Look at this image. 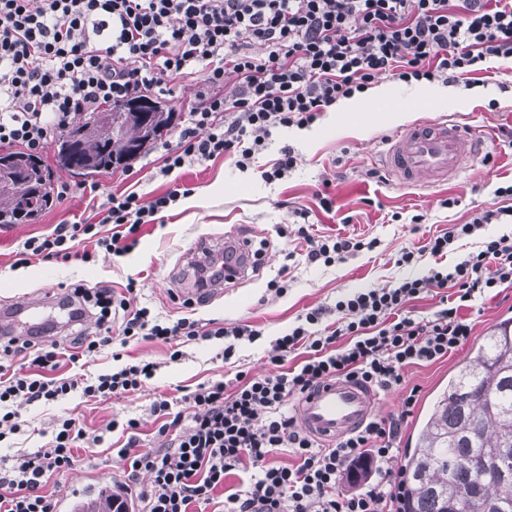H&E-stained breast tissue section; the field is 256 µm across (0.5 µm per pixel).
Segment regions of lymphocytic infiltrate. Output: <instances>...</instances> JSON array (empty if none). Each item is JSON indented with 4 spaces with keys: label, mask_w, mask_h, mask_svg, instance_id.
Instances as JSON below:
<instances>
[{
    "label": "lymphocytic infiltrate",
    "mask_w": 512,
    "mask_h": 512,
    "mask_svg": "<svg viewBox=\"0 0 512 512\" xmlns=\"http://www.w3.org/2000/svg\"><path fill=\"white\" fill-rule=\"evenodd\" d=\"M497 59L512 60V0H0V147L37 154L76 119L116 106L201 67L205 87L175 143H163L160 175L199 161L230 156L248 169L265 150L273 129L311 126L328 108L391 75L404 83L469 80ZM233 74L232 89L224 77ZM191 188L143 199L109 193L93 219L56 225L31 237L23 253L69 261L74 242L117 256L139 243L142 225L162 220ZM502 206L474 214L424 249L402 251L397 263L419 267L423 255L447 254L462 238L488 224L512 223V184L495 189ZM113 225L112 235L99 232ZM309 262L345 261L365 247L353 237L323 238L299 227ZM512 288V233L487 238L481 250L452 268L421 269L389 288H362L341 295L328 309L298 315L288 333L271 340L269 371L199 385L187 411L172 412L166 397L151 405L158 436L167 449H146L140 421L111 420L106 432L125 435L116 455L128 482L147 476L138 490L140 512H207L223 498L224 512H400L405 474L399 464L401 426L418 400V388L403 399L400 415L371 418L359 431L324 445L299 430L292 402L322 380L353 377L377 392L402 387L411 365L434 363L465 343L472 331L461 315L477 298ZM135 282L124 292L111 286L75 287L97 335L79 328L69 355L36 342L0 343V440L21 430L17 408L50 404L74 390L107 400L138 390L156 363L127 364L78 381L56 377L61 359L80 357L119 343L142 340L225 341L232 358L239 341H255L249 324L205 325L182 317L164 321L132 305ZM442 291L443 308L414 320L405 313L421 295ZM335 320H328V313ZM121 336L112 339L113 322ZM304 357L287 361L296 351ZM25 355L24 368L5 360ZM100 444L72 417L57 418L47 450L14 459L0 469V512H56L46 491L50 479L74 469L78 442ZM284 451L294 464L273 463ZM247 476L225 493L227 476ZM348 482L357 491H345Z\"/></svg>",
    "instance_id": "f902f5d3"
}]
</instances>
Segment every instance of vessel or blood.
Wrapping results in <instances>:
<instances>
[{"label":"vessel or blood","mask_w":512,"mask_h":512,"mask_svg":"<svg viewBox=\"0 0 512 512\" xmlns=\"http://www.w3.org/2000/svg\"><path fill=\"white\" fill-rule=\"evenodd\" d=\"M483 143L476 132L453 122L422 121L396 133L387 143L381 162L400 184H435L456 175L465 161L481 156ZM189 264H223L225 274L244 278L254 265L251 240L241 226H233L223 243L186 254ZM70 307L62 293L45 290L37 300L15 302L0 311L13 336L24 338L35 327L54 324L68 316ZM373 389L348 379H329L298 400L295 409L301 429L328 444L362 427L372 416Z\"/></svg>","instance_id":"1"}]
</instances>
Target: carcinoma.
<instances>
[{"mask_svg":"<svg viewBox=\"0 0 512 512\" xmlns=\"http://www.w3.org/2000/svg\"><path fill=\"white\" fill-rule=\"evenodd\" d=\"M158 104L140 121L132 104L89 112L62 131L59 166L97 175L127 165L173 123ZM23 174L26 204L0 187V227L30 224L52 204L47 164L38 155L0 150V173ZM507 449L505 471L477 484L472 465ZM401 512H512V320L473 349L430 400L406 458Z\"/></svg>","mask_w":512,"mask_h":512,"instance_id":"1","label":"carcinoma"}]
</instances>
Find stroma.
Returning a JSON list of instances; mask_svg holds the SVG:
<instances>
[{
	"label": "stroma",
	"instance_id": "stroma-1",
	"mask_svg": "<svg viewBox=\"0 0 512 512\" xmlns=\"http://www.w3.org/2000/svg\"><path fill=\"white\" fill-rule=\"evenodd\" d=\"M478 78V94L464 95L455 106L445 109L410 97L408 84L384 76L381 84L393 90L387 108L364 105L332 127L317 120L315 137L307 142L294 139L289 130L273 131L266 149L245 171L239 170L232 158L221 157L166 177L157 173L161 144L176 141L189 107L203 88V76L198 72L187 75L171 92L156 94V101L175 114V123L162 142L151 144L130 166L95 176L97 192L79 191L54 202L36 223L0 227V307L25 296H38L48 288H92L105 281L120 290L132 279L137 285L134 306L148 307L160 319L173 321L191 315L227 326L248 323L263 335L255 343H240L231 364L224 362V344L219 340L181 344L182 356L175 362L170 359L168 344L143 340L131 345L125 351V362L145 360L157 365L154 377L143 388L105 402L87 400L75 391L47 406H20L22 430L0 442V461L9 463L18 454L44 450L54 418L67 415L90 431L104 428L114 418L140 419L142 446L160 447L162 440L154 433L156 425L150 413L155 397L162 394L173 399L179 410L182 396L198 384L232 378L239 370L266 372L271 340L286 333L302 311L333 306L349 291L389 286L405 274L404 268L395 264L403 249L420 247L450 225L465 223L476 211L495 207V189L512 183V142L504 136L512 129V95L499 89L502 82L512 83V62H494L492 69L480 72ZM390 109L404 111L412 122L446 119L489 131L490 162L466 164L458 178L435 186L403 187L386 174L368 177V170L381 167L377 151L399 129L386 116ZM286 144L295 150V167L282 180L266 181L262 171L270 169ZM182 184L193 187V194L180 199L163 222L144 225L138 246L126 256L101 251L87 262L36 257L25 265L17 262L27 238L50 234L61 223L92 217L109 192L133 191L147 200ZM324 190L336 199L335 213H325L319 207L317 194ZM296 207L308 211L314 233L371 240L374 248L357 252L342 263H308L303 240L293 235L300 222L292 213ZM417 214L422 215V222L412 223ZM234 224L245 226L262 252L257 271L227 286L222 295L197 310L185 308L176 291L187 285L181 271L186 252L197 244L222 240ZM274 279L285 282V294L267 290V283ZM461 314L473 327L466 347L446 360L405 368L404 387L377 400L376 414L386 418L402 411L407 388L420 389L413 412L402 427L401 451H408L422 411L435 391L447 383L455 365L470 348L512 319V288L476 300ZM77 454L80 461L74 469L47 486L58 501L59 512H77L87 495L101 486L122 496L128 512H138L137 499L124 491L125 478L112 449L101 444L78 449Z\"/></svg>",
	"mask_w": 512,
	"mask_h": 512
}]
</instances>
